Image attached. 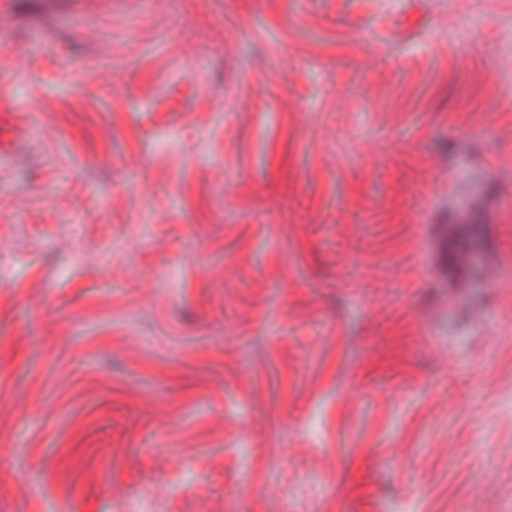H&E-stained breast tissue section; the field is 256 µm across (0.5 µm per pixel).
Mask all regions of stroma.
I'll list each match as a JSON object with an SVG mask.
<instances>
[{
	"mask_svg": "<svg viewBox=\"0 0 512 512\" xmlns=\"http://www.w3.org/2000/svg\"><path fill=\"white\" fill-rule=\"evenodd\" d=\"M0 512H512V0H0Z\"/></svg>",
	"mask_w": 512,
	"mask_h": 512,
	"instance_id": "1",
	"label": "stroma"
}]
</instances>
